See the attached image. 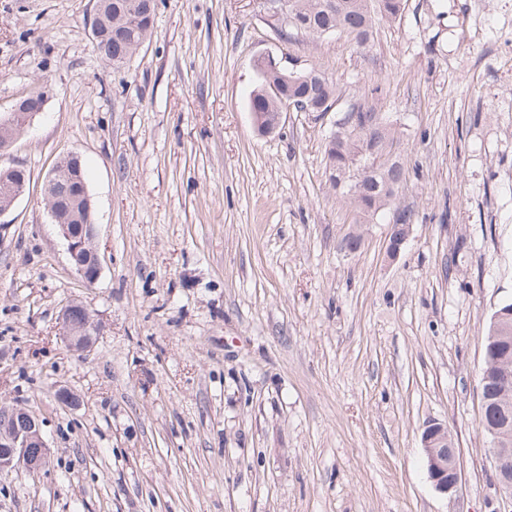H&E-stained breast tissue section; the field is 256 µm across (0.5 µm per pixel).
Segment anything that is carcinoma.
<instances>
[{
	"mask_svg": "<svg viewBox=\"0 0 512 512\" xmlns=\"http://www.w3.org/2000/svg\"><path fill=\"white\" fill-rule=\"evenodd\" d=\"M288 22L279 26L281 36L302 34L314 41L333 34L344 35L358 48L369 45L377 22L396 19L404 9V0H287ZM150 29L126 8L112 14V26L104 39L109 59L120 48L128 45L125 35L144 42ZM257 86L248 99L249 110L257 113L258 124L269 125L275 114L284 111V103L307 106L310 112H328L339 101L336 83L320 69L311 66L301 71L288 70V76L279 73L272 62L254 61ZM403 141L374 104L351 105L336 121V130L325 145V172L336 198L355 215L356 222L372 219L389 209V185L402 176ZM396 150L394 162L363 173L361 188L350 191V175L359 167ZM69 223H83L81 204L68 195L58 201Z\"/></svg>",
	"mask_w": 512,
	"mask_h": 512,
	"instance_id": "cac0c4a2",
	"label": "carcinoma"
}]
</instances>
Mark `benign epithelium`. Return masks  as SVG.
I'll return each instance as SVG.
<instances>
[{
  "instance_id": "benign-epithelium-1",
  "label": "benign epithelium",
  "mask_w": 512,
  "mask_h": 512,
  "mask_svg": "<svg viewBox=\"0 0 512 512\" xmlns=\"http://www.w3.org/2000/svg\"><path fill=\"white\" fill-rule=\"evenodd\" d=\"M112 22V0H96L91 31L93 42L100 41L104 30ZM45 92L36 91L19 100L12 112L0 118V153L6 152L17 137L14 118L22 117V128L42 112ZM26 173L18 167H7L0 172V191L15 203L26 188ZM70 182L50 173L46 179L45 198L50 216L57 224L67 245L70 262L76 272L88 283L97 280L100 259L95 247L96 224H85L75 234L65 224L55 202L68 193ZM411 225L397 223L390 235L388 254L397 255L407 240ZM61 324L64 339L76 351L92 348L100 328L90 311L78 302L66 305ZM483 406V425L490 438L491 454L496 468V484L501 494L512 497V389L498 385L495 394L480 390ZM422 444L427 460L429 478L435 489L448 494L456 491L462 478L459 452L447 427L429 422L422 432ZM50 462V450L42 435L41 423L28 410L21 407L0 408V471L23 467L31 473L45 468Z\"/></svg>"
}]
</instances>
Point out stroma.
I'll list each match as a JSON object with an SVG mask.
<instances>
[{"label":"stroma","mask_w":512,"mask_h":512,"mask_svg":"<svg viewBox=\"0 0 512 512\" xmlns=\"http://www.w3.org/2000/svg\"><path fill=\"white\" fill-rule=\"evenodd\" d=\"M93 13L0 0V113L47 95L0 154L28 176L0 216V406L36 416L51 451L0 472V512H512L478 390L512 300V0H407L363 50L284 40L263 0H157L119 68L93 48ZM266 52L325 71L337 110L259 134ZM364 101L406 153L393 210L359 227L324 145ZM70 154L98 226L91 285L43 194ZM398 210L411 229L391 258ZM73 301L102 327L88 352L61 334ZM432 420L460 450L448 495L427 473Z\"/></svg>","instance_id":"obj_1"}]
</instances>
